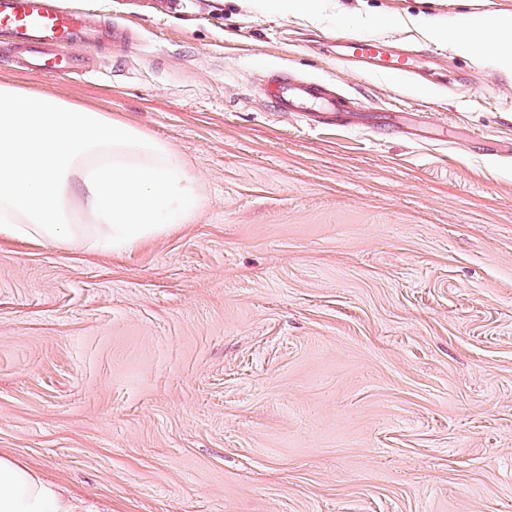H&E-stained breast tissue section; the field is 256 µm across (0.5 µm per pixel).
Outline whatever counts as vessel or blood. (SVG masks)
Returning a JSON list of instances; mask_svg holds the SVG:
<instances>
[{
	"instance_id": "vessel-or-blood-1",
	"label": "vessel or blood",
	"mask_w": 512,
	"mask_h": 512,
	"mask_svg": "<svg viewBox=\"0 0 512 512\" xmlns=\"http://www.w3.org/2000/svg\"><path fill=\"white\" fill-rule=\"evenodd\" d=\"M99 25L60 5L59 0H0V32L7 34L19 52L21 66L40 72L76 69L74 59L62 54L70 42L96 41ZM349 56L382 72L413 76L410 54L388 51L382 40L347 39ZM268 108L273 112H303L317 123L339 125L350 120L347 97L326 91L321 85L273 77L269 82Z\"/></svg>"
}]
</instances>
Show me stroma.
<instances>
[{
  "mask_svg": "<svg viewBox=\"0 0 512 512\" xmlns=\"http://www.w3.org/2000/svg\"><path fill=\"white\" fill-rule=\"evenodd\" d=\"M0 82L168 142L204 201L115 255L0 241V454L84 512H512V70L428 40L512 0H66ZM409 46L418 77L341 56ZM281 74L356 125L269 112ZM100 26L58 0H0V32L20 54L18 63L31 70H75L77 63L57 49L75 41L94 42Z\"/></svg>",
  "mask_w": 512,
  "mask_h": 512,
  "instance_id": "obj_1",
  "label": "stroma"
}]
</instances>
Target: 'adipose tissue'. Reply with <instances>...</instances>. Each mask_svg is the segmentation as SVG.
<instances>
[{"label":"adipose tissue","mask_w":512,"mask_h":512,"mask_svg":"<svg viewBox=\"0 0 512 512\" xmlns=\"http://www.w3.org/2000/svg\"><path fill=\"white\" fill-rule=\"evenodd\" d=\"M419 25L454 50L482 47L512 68V14L460 28ZM174 149L136 126L49 95L0 84V237L129 251L186 223L201 206ZM41 472L0 455V512H79Z\"/></svg>","instance_id":"ef3b65f1"}]
</instances>
